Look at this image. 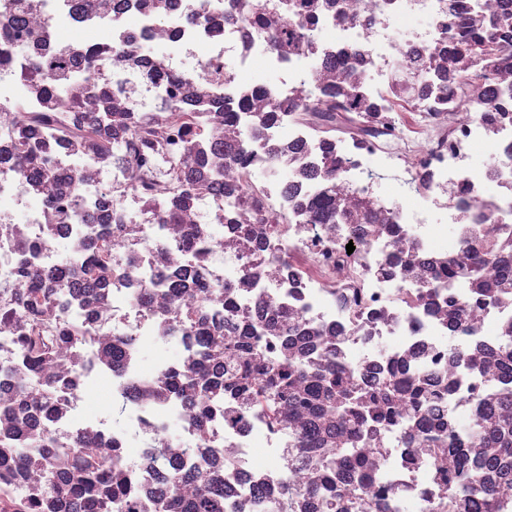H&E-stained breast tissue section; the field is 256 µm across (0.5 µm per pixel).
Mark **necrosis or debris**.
<instances>
[{
  "mask_svg": "<svg viewBox=\"0 0 512 512\" xmlns=\"http://www.w3.org/2000/svg\"><path fill=\"white\" fill-rule=\"evenodd\" d=\"M258 2L0 0L27 49L0 64V312L13 313L0 320V437L23 389L53 401L58 448L85 437L89 454L111 453L113 476L146 497H166L175 464L182 498L220 475L229 512H266L273 498L285 512H313L321 476L300 445L309 412L276 415L246 391L219 401L202 435L193 398L172 390L175 374L198 370L189 319L201 314L219 354L227 337L260 328L242 354L251 365L294 357L310 377L330 360L365 390L396 374L426 391L419 411L393 393L396 425L356 441L362 479L337 461L345 512H477V495L458 490L461 453L497 486L495 512H512V486L467 428L494 422L512 390V360L500 354L512 327V109H494L512 69L492 61L480 84L438 87L455 0H312L316 41L300 57L276 43L295 22L288 13L272 8L250 25ZM414 17L426 27H407ZM103 22L111 38L87 39ZM96 46V69L127 77L105 98L84 64ZM32 60L59 61L52 82L23 76ZM354 87L373 116L353 108ZM72 90L80 108L59 111L57 93ZM26 138L49 174L24 173ZM482 147L488 161L473 164ZM377 165L403 166L412 189L374 188ZM328 189L353 223L314 224L299 212ZM164 203L177 223H163ZM246 224L261 233L243 239ZM198 233L205 248L188 244ZM101 236L112 270L103 303L83 307L79 269L67 308L20 302L26 272L57 276V244L79 266ZM477 258L480 286L465 275ZM449 260L460 275L447 286L436 271ZM74 325L80 334L62 342ZM24 334L44 348L38 370L22 360ZM104 384L99 405L92 395ZM174 421L184 431L175 444ZM54 466L0 481V512H33Z\"/></svg>",
  "mask_w": 512,
  "mask_h": 512,
  "instance_id": "necrosis-or-debris-1",
  "label": "necrosis or debris"
}]
</instances>
